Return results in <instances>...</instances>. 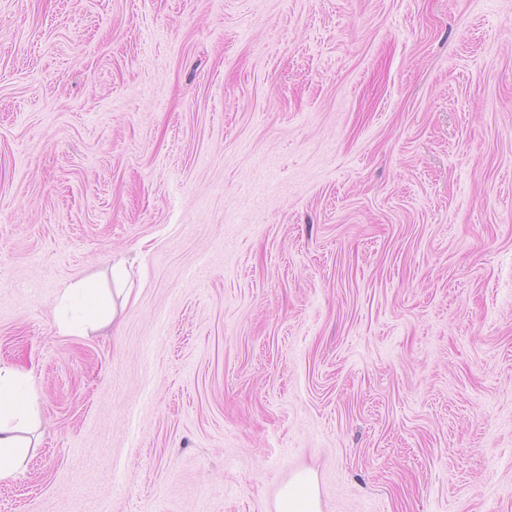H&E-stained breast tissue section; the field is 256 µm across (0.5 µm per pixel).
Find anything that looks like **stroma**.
Segmentation results:
<instances>
[{
  "label": "stroma",
  "mask_w": 512,
  "mask_h": 512,
  "mask_svg": "<svg viewBox=\"0 0 512 512\" xmlns=\"http://www.w3.org/2000/svg\"><path fill=\"white\" fill-rule=\"evenodd\" d=\"M1 365L0 512H512V0H0ZM107 313L96 315L94 318L79 320L75 316L71 318H60L57 321L59 331L69 335H80L87 330L88 327L95 328L104 326L108 322ZM36 396L28 375L0 367V480L15 476L33 442L25 435L37 427ZM277 512H321L315 483L310 475L300 476L285 486L277 501Z\"/></svg>",
  "instance_id": "stroma-1"
}]
</instances>
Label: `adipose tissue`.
<instances>
[{
  "mask_svg": "<svg viewBox=\"0 0 512 512\" xmlns=\"http://www.w3.org/2000/svg\"><path fill=\"white\" fill-rule=\"evenodd\" d=\"M36 396L29 378L13 368L0 367V480L15 476L32 446L30 432L37 426ZM277 512H321L315 483L302 476L285 486Z\"/></svg>",
  "mask_w": 512,
  "mask_h": 512,
  "instance_id": "adipose-tissue-1",
  "label": "adipose tissue"
}]
</instances>
